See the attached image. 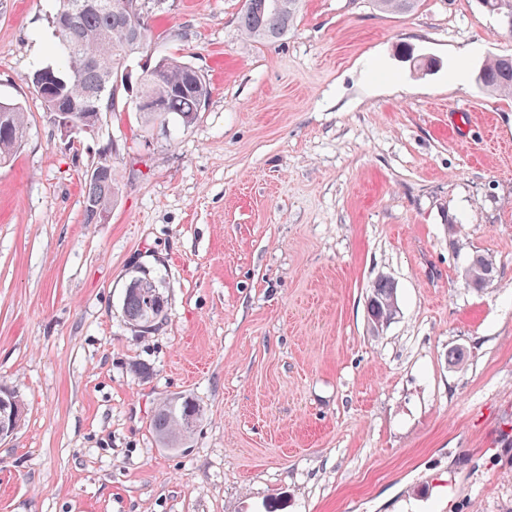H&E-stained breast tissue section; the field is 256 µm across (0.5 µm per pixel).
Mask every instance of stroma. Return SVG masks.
<instances>
[{"label": "stroma", "instance_id": "1", "mask_svg": "<svg viewBox=\"0 0 512 512\" xmlns=\"http://www.w3.org/2000/svg\"><path fill=\"white\" fill-rule=\"evenodd\" d=\"M56 5L0 0V98L28 115L0 165V385L25 406L0 512H512V97L475 79L512 34L480 0H302L256 42L242 0H166L161 50L212 89L196 122L122 104L66 138L28 79ZM109 143L119 198L87 224ZM143 269L146 330L122 313ZM188 394L202 420L161 447L153 410ZM161 281L155 276L150 280L143 274L132 277L122 303L124 318L131 325L152 327L166 314V303L161 292ZM153 290V291H151ZM369 298H373V303L371 305V311L376 317H380L385 314V304L387 302H394L398 305L396 288L391 280L385 277H380L373 283ZM393 304L388 308L386 314L382 318L371 317V321L376 328H382L389 324L393 319H395L398 313V306Z\"/></svg>", "mask_w": 512, "mask_h": 512}]
</instances>
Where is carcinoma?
<instances>
[{"mask_svg": "<svg viewBox=\"0 0 512 512\" xmlns=\"http://www.w3.org/2000/svg\"><path fill=\"white\" fill-rule=\"evenodd\" d=\"M96 6L86 9L70 28L54 27L57 61L36 69L30 81L46 112H81L88 105L100 112H113L117 100L125 97L144 122L161 123L176 118L183 127H190L198 112L206 106L211 87L199 82L190 63L158 51L159 35L151 19L161 0H147V7L131 15L113 5L115 0H95ZM383 11L407 13L417 0H373ZM300 0H248L240 24L244 33L254 40L280 39L288 34ZM136 54L145 55L139 71L128 69L127 61ZM51 69L57 83L48 94L39 91L45 69ZM479 83L494 92L512 96V56L491 59L479 70ZM155 100L158 108L143 110L139 99ZM28 117L22 105L0 100V165L11 160L20 147L27 130ZM98 175L89 178L84 201V222H99L101 210L116 203L119 185L112 169V150L103 148L94 166ZM487 257L476 255L470 261L475 275L469 287L476 290L492 279L480 264ZM158 278L144 275L132 277L122 303L124 318L131 325L152 326L166 314V303ZM369 297L371 311L377 317L385 314V304L397 302L396 288L391 280L380 277L373 283ZM199 403L189 396L166 399L150 419V428L167 448L181 445L191 433L183 420L190 407Z\"/></svg>", "mask_w": 512, "mask_h": 512, "instance_id": "obj_1", "label": "carcinoma"}]
</instances>
